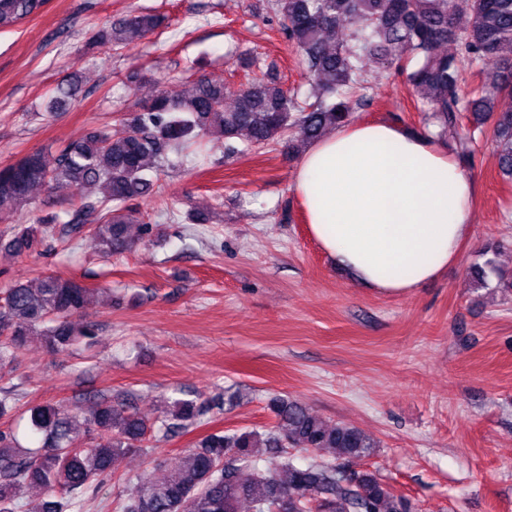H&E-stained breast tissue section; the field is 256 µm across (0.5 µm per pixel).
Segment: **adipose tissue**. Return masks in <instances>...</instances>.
<instances>
[{"label":"adipose tissue","instance_id":"ef3b65f1","mask_svg":"<svg viewBox=\"0 0 512 512\" xmlns=\"http://www.w3.org/2000/svg\"><path fill=\"white\" fill-rule=\"evenodd\" d=\"M294 191L322 251L362 287L409 293L457 263L472 239L473 177L416 130H332L301 154Z\"/></svg>","mask_w":512,"mask_h":512}]
</instances>
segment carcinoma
<instances>
[{
	"label": "carcinoma",
	"instance_id": "cac0c4a2",
	"mask_svg": "<svg viewBox=\"0 0 512 512\" xmlns=\"http://www.w3.org/2000/svg\"><path fill=\"white\" fill-rule=\"evenodd\" d=\"M46 0H0V32L16 28L37 14ZM282 29L299 52L310 85L304 100L275 78L240 89L235 105H224V83L199 78L175 90L162 88L140 100L122 118V129H90L82 139L49 155L24 154L0 166V222L12 220L33 204L38 187L70 191L98 188L94 199L75 195L68 220L51 215L17 230L6 247L31 253L47 240L67 250L85 235L110 256L127 249V225L153 231L151 217L131 201L155 194L150 175L200 140L219 133L225 139L245 131L249 145L282 142L288 152L348 124L366 101L361 61L372 57L405 76L425 126L436 136L457 135L460 162L472 166L479 144L493 142L501 178L512 182V112H497L496 96L512 95V0H468L465 25L456 18L455 0H274ZM159 14L134 11L91 37L93 45L119 47L162 27ZM346 38L330 49L327 42L344 25ZM476 68L478 82L467 67ZM80 87L60 83L44 102L49 114L67 111ZM211 205L194 203L183 220L202 224ZM471 265L482 287L512 296V275L502 273L490 254ZM95 297V289L72 278L45 275L31 287L18 284L0 304V365L18 359L32 336L50 351L93 343V332L74 321ZM211 406L199 398L165 400L154 421L137 409L105 399L83 414L76 406L30 409L32 434L39 446L26 448L15 436L0 432V512H19L25 494L39 495L36 512H75L72 494L111 472L114 457L142 447L157 430L187 431ZM276 425L256 430L218 431L188 451L182 463L159 477L147 475L127 491L122 512H415L412 501L376 475L356 471L354 459L368 457L376 444L362 430L311 414L287 398L270 401ZM275 448L278 469L259 467L261 452ZM326 450L331 458L295 463L288 449Z\"/></svg>",
	"mask_w": 512,
	"mask_h": 512
}]
</instances>
